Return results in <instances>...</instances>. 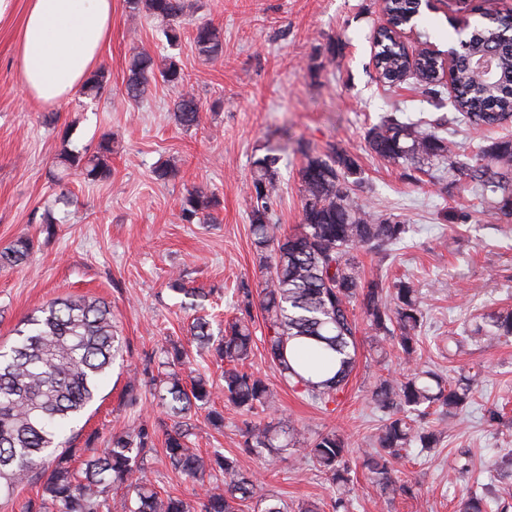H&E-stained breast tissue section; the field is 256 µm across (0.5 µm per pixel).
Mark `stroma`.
I'll return each instance as SVG.
<instances>
[{"instance_id": "1", "label": "stroma", "mask_w": 512, "mask_h": 512, "mask_svg": "<svg viewBox=\"0 0 512 512\" xmlns=\"http://www.w3.org/2000/svg\"><path fill=\"white\" fill-rule=\"evenodd\" d=\"M26 2L14 0L13 14L0 19V249L21 235L35 246L23 267L0 268V347L10 346L23 320L53 299L95 296L111 304L122 352L78 425L74 464L100 455L112 435L145 422L155 431L156 451L146 466L158 491L192 503L203 488L222 485L218 473L201 481L174 473L162 451L172 425L165 408L147 391L137 407L124 399L132 371L146 359L161 361L162 346L174 340L188 366L213 382V405L224 413L220 431L194 416L193 447L205 456L236 457L241 470L291 510L309 501L334 512L336 489L307 452L272 458L243 451V416L224 401V367L187 336L190 301L169 286L173 274H183L188 287L207 293L206 311L215 322L233 318L239 282L257 290L266 277L250 234L247 182L255 155L271 148L280 157L273 210L286 236L301 222V146L321 152L333 144L361 166V202L412 228L390 256L360 252L366 275L413 281L428 313L421 364L451 379L477 376L476 400L451 421L438 448L399 463L414 493L389 503L362 458L382 420L369 403L370 389L378 379L410 370L395 350L379 358L375 340L360 330L348 383L324 406L283 385L262 347H254L250 368L271 384L280 418L304 440L332 428L347 438L349 512H459L462 497L486 482L488 467L512 453V338L456 351L437 339L512 307V221L477 212L470 196L448 182L412 181L410 167L369 151L366 134L392 105L416 118L438 114L416 76L390 90L378 82L373 37L386 22L378 0H189L191 23H211L223 36L224 52L212 60L198 54L187 34L169 48L160 19L131 15L125 0H112V35L97 64L107 90L84 106L75 98L46 106L24 93L19 46ZM141 49L157 57L174 54L202 105L199 126L177 124L174 93L163 81L152 82L142 101L125 96L129 61ZM52 113L57 122H48ZM104 134L112 138L109 180L59 178L63 148L95 149ZM162 164L175 171L165 182L153 174ZM193 188L216 193L220 204L209 220L189 224L180 204ZM63 189L70 193L66 205L56 200ZM48 213L58 221L52 236L42 230ZM491 409L504 414L503 425L489 424ZM465 452L473 464L468 478L455 469Z\"/></svg>"}]
</instances>
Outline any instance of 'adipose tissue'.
I'll use <instances>...</instances> for the list:
<instances>
[{
    "instance_id": "adipose-tissue-1",
    "label": "adipose tissue",
    "mask_w": 512,
    "mask_h": 512,
    "mask_svg": "<svg viewBox=\"0 0 512 512\" xmlns=\"http://www.w3.org/2000/svg\"><path fill=\"white\" fill-rule=\"evenodd\" d=\"M112 30V0H27L20 44L29 98L53 105L83 87Z\"/></svg>"
}]
</instances>
